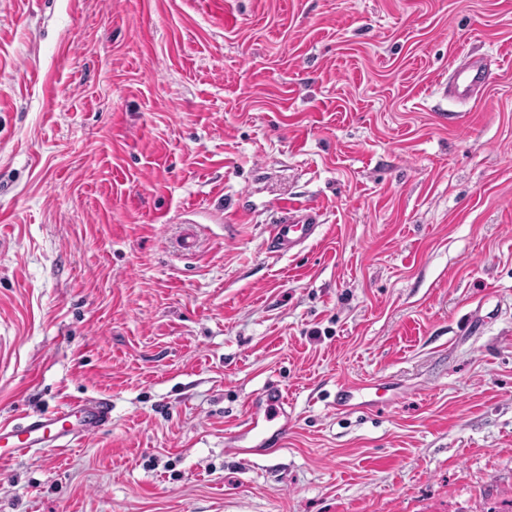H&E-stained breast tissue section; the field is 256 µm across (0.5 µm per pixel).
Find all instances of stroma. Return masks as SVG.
I'll return each instance as SVG.
<instances>
[{
    "instance_id": "stroma-1",
    "label": "stroma",
    "mask_w": 512,
    "mask_h": 512,
    "mask_svg": "<svg viewBox=\"0 0 512 512\" xmlns=\"http://www.w3.org/2000/svg\"><path fill=\"white\" fill-rule=\"evenodd\" d=\"M90 395L0 512H512V0H0V424ZM488 75L481 68H473L462 73L459 78L452 75L444 89L458 101L467 102L478 95ZM275 211L277 216L266 240L271 254L284 255L300 249L314 239L322 227L320 215L302 204L280 203ZM284 404L282 389L275 383L267 385L261 397L251 403L248 415L236 433L238 449L260 451L279 448L288 435V416ZM245 443L251 445H242Z\"/></svg>"
}]
</instances>
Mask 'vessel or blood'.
<instances>
[{
  "label": "vessel or blood",
  "instance_id": "obj_1",
  "mask_svg": "<svg viewBox=\"0 0 512 512\" xmlns=\"http://www.w3.org/2000/svg\"><path fill=\"white\" fill-rule=\"evenodd\" d=\"M487 74L479 68L450 78L448 93L461 102L478 95ZM266 248L284 255L305 246L320 230L319 215L301 204L276 205ZM285 397L277 384H269L260 398L251 403L248 415L236 434L238 443L260 451L280 447L288 433ZM112 418V403L104 397H89L62 404L46 414L23 416L20 422L0 426V461H7L33 448L56 450L72 447L99 432Z\"/></svg>",
  "mask_w": 512,
  "mask_h": 512
}]
</instances>
